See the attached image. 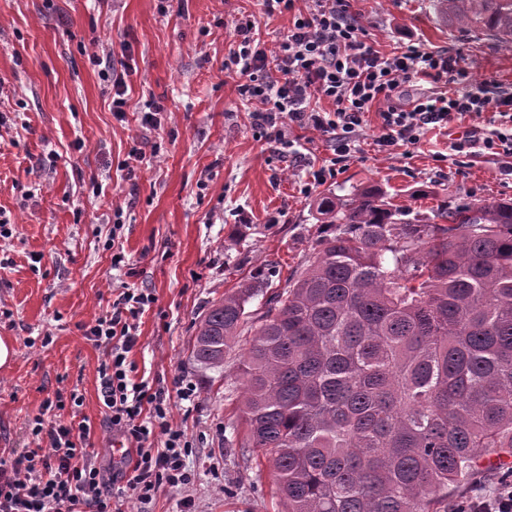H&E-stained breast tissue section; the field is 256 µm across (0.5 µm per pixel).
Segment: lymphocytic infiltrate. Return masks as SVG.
I'll use <instances>...</instances> for the list:
<instances>
[{
	"label": "lymphocytic infiltrate",
	"mask_w": 512,
	"mask_h": 512,
	"mask_svg": "<svg viewBox=\"0 0 512 512\" xmlns=\"http://www.w3.org/2000/svg\"><path fill=\"white\" fill-rule=\"evenodd\" d=\"M266 13L291 15L277 51L256 38L251 19L237 20L236 45L224 61L238 73L241 96L252 103V125L266 143L288 146L293 128L312 130L334 143L337 160L355 148L369 112L380 123L375 142L393 153L415 145L425 130L444 129L455 116L498 114L500 126L474 140L453 144L464 152L475 144L512 157V89L472 82L460 57L414 45L380 52L364 39L350 0H263ZM427 79L437 88L401 101L405 83ZM331 101L332 109L318 107ZM156 302L143 288H124L106 312L86 325L84 335L104 348L99 370L105 421L133 448L128 472L106 473L90 452L87 419L30 424L33 446L16 457L0 456V512H112L120 494L152 502L160 490L184 492L194 483L186 460L194 448L174 423L173 410L197 394L195 382L181 378L173 389L136 380L129 354L138 342L139 319Z\"/></svg>",
	"instance_id": "obj_1"
}]
</instances>
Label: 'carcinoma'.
I'll use <instances>...</instances> for the list:
<instances>
[{
  "label": "carcinoma",
  "instance_id": "1",
  "mask_svg": "<svg viewBox=\"0 0 512 512\" xmlns=\"http://www.w3.org/2000/svg\"><path fill=\"white\" fill-rule=\"evenodd\" d=\"M472 22L512 50V0ZM314 260L267 300L238 366L246 447L283 512H448L512 458V202L397 218L364 189L317 206ZM267 287L258 269L200 319L192 357L219 369Z\"/></svg>",
  "mask_w": 512,
  "mask_h": 512
}]
</instances>
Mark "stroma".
I'll return each mask as SVG.
<instances>
[{
    "mask_svg": "<svg viewBox=\"0 0 512 512\" xmlns=\"http://www.w3.org/2000/svg\"><path fill=\"white\" fill-rule=\"evenodd\" d=\"M351 9L380 51L399 42L458 54L473 81L512 88V51L451 20L437 0H351ZM243 15L256 17L268 49L288 32V15L267 14L262 0H0V209L14 221L12 236L0 238V259L10 262L0 269V337L16 351L0 368V452H24L29 421L75 390L99 463L130 470L129 457L112 454L98 399L104 352L83 327L121 288H145L157 302L129 358L150 383L169 388L185 375L198 385L194 401L174 411L195 447L197 512H281L268 467L242 448L240 413L227 397L240 349L223 369H199L198 319L255 268L265 270L268 294L287 288L317 249L321 196L374 188L411 219L512 200L511 159L452 148L464 133L488 130L486 114L425 131L392 155L374 145L379 119L368 114L335 177L304 193L333 145L294 129L281 157L256 137L240 78L224 68ZM102 54L128 74L120 119L100 77ZM152 101L163 107L157 128L142 124ZM115 245L133 274L113 268Z\"/></svg>",
    "mask_w": 512,
    "mask_h": 512,
    "instance_id": "1",
    "label": "stroma"
}]
</instances>
